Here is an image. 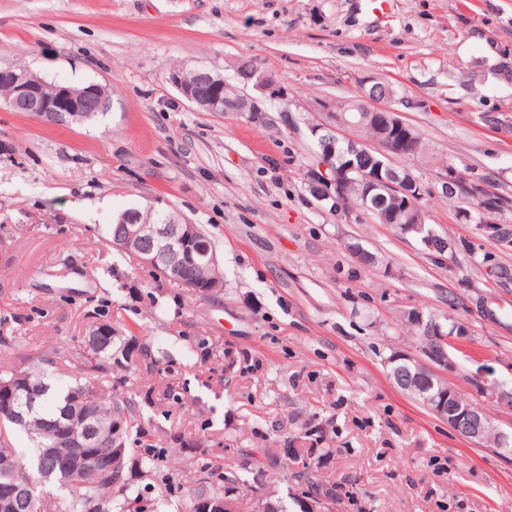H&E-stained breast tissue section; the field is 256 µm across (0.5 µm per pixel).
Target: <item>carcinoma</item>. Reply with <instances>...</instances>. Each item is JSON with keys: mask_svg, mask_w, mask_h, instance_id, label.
<instances>
[{"mask_svg": "<svg viewBox=\"0 0 512 512\" xmlns=\"http://www.w3.org/2000/svg\"><path fill=\"white\" fill-rule=\"evenodd\" d=\"M142 219L151 224H165L177 219L170 210L149 205L139 209ZM150 277L175 283L182 280L208 281L216 270L207 266H183L157 273L148 270ZM108 326L112 336L104 343L97 342L96 329ZM125 329L110 318H94L85 326L82 338L83 355L74 382L59 386L51 379V370L66 362L55 347H37L28 355L22 366L0 368V388L16 387L17 402L27 403L33 394V412L19 418L16 414L0 409V427L24 431L32 442L31 458L24 463L12 448L7 437L0 433V462L13 466V474L29 484V495L17 504L16 512H168L170 498L161 495L146 499L134 493L130 477L155 479L154 456L138 455L134 446L152 448L150 433L142 423L140 400H148L151 390L135 385L132 374L143 360L159 363L168 357L160 347L139 341L138 337L123 335ZM124 372L121 384L130 385L129 394L112 398L104 386L100 374L108 370ZM119 412L124 417L120 434L121 452L112 456V470L100 471L94 467L74 468L90 448L83 444L89 423ZM214 452L197 470L192 485L179 499L177 512H236L240 492L247 489L242 479L241 464L226 452L223 442L213 444ZM52 448L56 456L55 466L41 457V449ZM49 475L48 485L57 488L59 494H46L42 484ZM293 482L303 487L302 499H293L299 512H311V504L326 498L336 500V486L325 483L307 463L289 474ZM255 507L258 512H288L281 497L260 498Z\"/></svg>", "mask_w": 512, "mask_h": 512, "instance_id": "1", "label": "carcinoma"}]
</instances>
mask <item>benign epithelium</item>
Listing matches in <instances>:
<instances>
[{
	"label": "benign epithelium",
	"instance_id": "1",
	"mask_svg": "<svg viewBox=\"0 0 512 512\" xmlns=\"http://www.w3.org/2000/svg\"><path fill=\"white\" fill-rule=\"evenodd\" d=\"M196 82L188 85L180 72L173 71L169 81L189 103L205 112H240L251 117L266 118L265 109L258 101L244 93L230 103L224 102V76L208 68L195 70ZM256 82V86L268 93L269 98L281 97L279 83L271 75H245L243 84ZM0 83L10 86L12 93L5 98L4 105L12 112H39L56 125H83L93 112H105L110 108L112 92L101 85L93 84L82 91L66 85L54 87L52 95L44 93L45 80L25 67L0 69ZM368 123L375 132L371 139L350 138L342 134L345 128L357 130ZM318 150L314 169L310 172V192L319 207H333L337 211L351 208L345 200V187L352 181L364 188V204L360 210L387 222L385 213L370 206L371 194L382 189L393 196H403L406 203L402 213L406 221L402 231L415 235L430 251L445 253L452 246L441 243L433 231L425 228V213L410 201L421 198L423 188L408 168L391 164L395 157L411 158L419 151V141L414 128L405 122L399 112L388 106L373 104L359 112H338L334 121L314 123L309 126ZM122 231L113 238L115 247L134 250L147 268L184 266L187 264L207 266L218 265L216 254L199 246V228L188 221L171 224H143L135 214L121 219ZM430 340L423 345L425 360L414 365L407 360L393 358L397 366L391 377L404 391H417L426 397L433 411L448 422V426L460 435L482 440L492 431L490 421L479 409L462 404L453 391L435 395L432 389L438 379L437 369L449 363L448 346L455 333L443 331L439 324L429 326ZM98 424H93L85 435L87 446L96 449L89 456L99 460L106 467H112V454L97 450L99 445ZM29 486L14 479L11 474L0 476V508L14 505L16 499L28 495Z\"/></svg>",
	"mask_w": 512,
	"mask_h": 512
}]
</instances>
